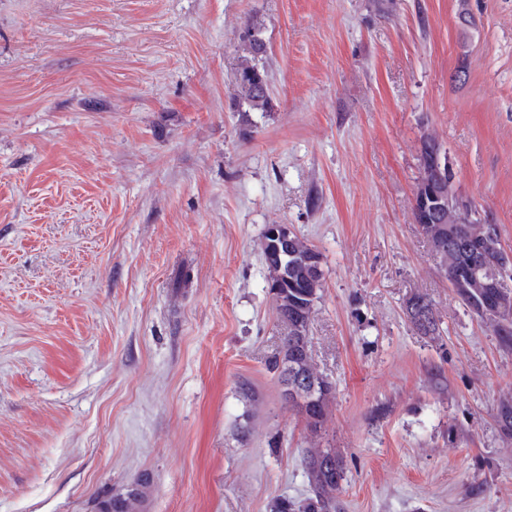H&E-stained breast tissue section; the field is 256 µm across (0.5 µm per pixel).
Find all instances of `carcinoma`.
Wrapping results in <instances>:
<instances>
[{"label":"carcinoma","instance_id":"cac0c4a2","mask_svg":"<svg viewBox=\"0 0 512 512\" xmlns=\"http://www.w3.org/2000/svg\"><path fill=\"white\" fill-rule=\"evenodd\" d=\"M245 55L242 56L234 74L236 97L240 104L252 112L272 110V97L265 94L263 84L269 82L268 73L262 64L267 49L260 25L250 23L243 35ZM456 190L453 180H448V201L436 213L415 212L413 218L419 224L433 253L439 259L454 297L470 312L492 327L501 348L512 351V302L502 307L504 296L502 288H486L483 293L474 295L465 285L472 271L473 254L462 240L448 239V235H439L436 228L453 224L457 215ZM320 256L314 246L299 236H294L291 254L282 261L281 274L270 272L269 288L279 289V301L275 308L279 320L288 326V334L283 337L281 349L268 363V369L283 376L285 365L292 360L304 359L302 338L309 337L311 316L320 298L313 289L303 284H316L323 288V270L321 262H311ZM418 304L426 310L425 322L416 323L412 304ZM405 315L415 330L424 336H438L440 329L432 302L422 294H414L406 301ZM325 391L321 392L316 404L302 406L291 405V409L301 415L307 425L316 429L325 419L332 399L333 386L323 379ZM495 424L506 437H512V397L500 401L493 415ZM303 464L308 475L310 496L302 502L282 499L277 502L275 512H342L343 505L336 492L345 479V464L341 454L334 448H309L303 455ZM134 496L120 494L100 502V512H139L145 498L148 481L140 479L134 483Z\"/></svg>","mask_w":512,"mask_h":512}]
</instances>
